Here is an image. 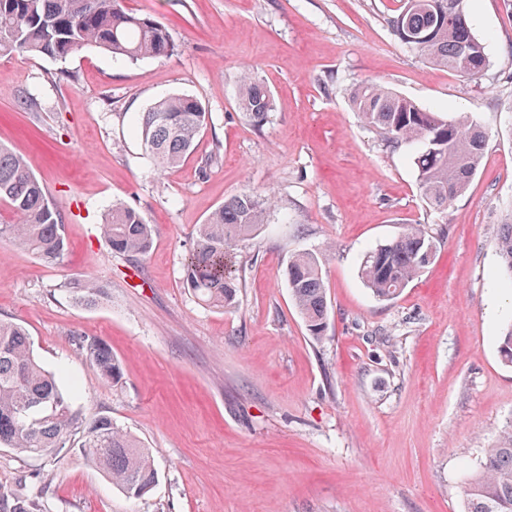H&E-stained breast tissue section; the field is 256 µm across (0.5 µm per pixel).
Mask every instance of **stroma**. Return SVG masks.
Masks as SVG:
<instances>
[{"label":"stroma","mask_w":512,"mask_h":512,"mask_svg":"<svg viewBox=\"0 0 512 512\" xmlns=\"http://www.w3.org/2000/svg\"><path fill=\"white\" fill-rule=\"evenodd\" d=\"M160 18L172 56L129 62L86 49L66 60L0 57V144L25 156L60 212L67 251L47 265L0 239V320L23 324L73 405L150 448L159 479L133 498L75 450L27 457L0 446V489L38 512H464L465 483L512 420V366L498 336L512 313L496 241L512 209V0H468L489 66L475 79L427 63L387 24L396 0H125ZM251 73L273 109L253 126L237 104ZM383 85L482 126L486 149L448 209L418 190L413 150L387 149L349 94ZM208 114L194 152L158 170L140 112L174 94ZM249 190L277 202L237 246L234 309L185 283L195 229ZM116 203L154 228L146 254L115 253L102 219ZM436 257L396 298L358 277L367 250L406 226ZM322 260L321 339L290 297L291 254ZM98 279L107 301L77 304ZM122 364L104 383L75 339ZM73 285L69 291L75 302L83 306H96L109 298V288L102 281L84 279L74 282Z\"/></svg>","instance_id":"stroma-1"}]
</instances>
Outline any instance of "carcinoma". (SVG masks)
<instances>
[{
	"mask_svg": "<svg viewBox=\"0 0 512 512\" xmlns=\"http://www.w3.org/2000/svg\"><path fill=\"white\" fill-rule=\"evenodd\" d=\"M394 35L432 65L476 78L489 64L485 43L473 31L465 0H403L388 18ZM98 48L130 61L172 55L176 46L166 25L130 12L124 0H0V53L63 60ZM361 122L388 146L413 145V162L424 201L445 210L465 194L484 157L486 136L468 115L448 118L378 84H362L350 94ZM238 107L253 125L264 126L273 103L267 87L250 74L239 83ZM207 112L196 98L173 94L141 113L137 131L146 152L161 170L191 152L206 125ZM270 197L243 191L219 206L199 225L186 258L187 288L205 305L224 310L234 303L239 281L237 243L273 207ZM0 206L16 217L0 224L9 238L47 264L59 263L66 249L62 216L24 158L0 146ZM113 251L146 253L154 230L135 209L115 204L102 227ZM497 250L502 275L512 289V213L501 224ZM436 240L410 226L367 251L359 265L364 285L380 300L396 298L431 263ZM288 288L309 334L321 338L328 304L319 258L309 252L288 258ZM75 302L92 307L109 298L106 283L79 280L70 288ZM78 349L107 383L121 378L120 361L98 338L79 336ZM499 353L512 364V315L499 337ZM63 373L48 370L34 353L26 329L0 320V445L29 456L77 448L126 494L140 498L156 484L152 455L141 441L108 416L86 417L73 408L62 386ZM466 512H512V421L494 447L485 451L479 471L465 487Z\"/></svg>",
	"mask_w": 512,
	"mask_h": 512,
	"instance_id": "cac0c4a2",
	"label": "carcinoma"
}]
</instances>
